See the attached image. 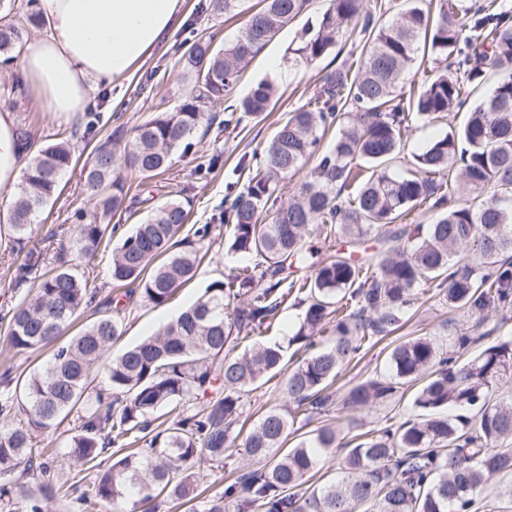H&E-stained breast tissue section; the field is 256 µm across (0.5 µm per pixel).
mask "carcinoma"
<instances>
[{
  "mask_svg": "<svg viewBox=\"0 0 512 512\" xmlns=\"http://www.w3.org/2000/svg\"><path fill=\"white\" fill-rule=\"evenodd\" d=\"M217 15L248 14L236 42L181 41L180 62L194 85L171 110L156 112L126 133L108 136L82 165L85 185L100 196L97 212L77 225L78 251L96 253L112 213L123 204L119 158L143 174L168 170L193 148L192 137L221 110L243 69L309 0H209ZM391 0H328L303 27L293 49L295 65L331 54L342 39L359 52L326 71L307 102L288 113L263 150L243 156L246 182L227 187L223 221L227 251L248 259L157 333L106 358L121 338L118 317L103 314L79 334L61 340L96 289L73 269L41 271L45 258L30 251L16 267V283L34 277L38 291L9 310L7 338L18 354L52 346L46 364L26 377L0 375V506L6 512H48L61 495L77 512L95 500L104 512H160L167 500L188 512H512V3L509 0H409L392 22ZM35 0L0 17V62L23 50L39 24ZM447 62L446 73L418 91L405 79L418 55ZM500 73L491 94L469 106L487 72ZM262 81L231 112L261 115L278 99ZM467 111L463 123L412 156L404 175L390 173L403 136L416 122ZM338 127L330 146L326 131ZM315 165L292 199L277 203L281 181ZM70 143L39 147L27 161L11 207L8 231L21 240L55 196L71 168ZM368 172L360 179L362 172ZM359 182L355 193L342 190ZM472 199L461 201V189ZM426 207L431 224H406ZM185 204L173 198L112 251V281L129 299L161 306L192 281L201 258L174 250L185 224ZM341 238L351 251L319 259L313 242ZM376 245L364 247L367 239ZM306 267L310 274L296 277ZM433 293L463 311L471 326L442 345L414 336L388 351L389 370H378L342 398L351 410H368L418 386L414 415L342 443L338 431L301 432L333 404L330 389L342 367L400 330L419 296ZM305 306L287 344L258 343L233 354L241 334L260 331L288 300ZM501 315L495 337L481 331L489 313ZM330 341H319L326 333ZM487 340L477 357L461 351ZM300 357L289 363L285 352ZM284 374L287 403L243 430L246 393ZM25 415L17 419V412ZM79 420L62 465L71 483L58 487L51 466L36 452L37 433L71 413ZM336 458L337 477L309 484L324 460ZM244 451L257 468L204 495L196 465L230 466ZM95 471L93 478L84 475ZM38 473L43 482L20 505L12 488ZM505 478L494 496L486 487Z\"/></svg>",
  "mask_w": 512,
  "mask_h": 512,
  "instance_id": "obj_1",
  "label": "carcinoma"
}]
</instances>
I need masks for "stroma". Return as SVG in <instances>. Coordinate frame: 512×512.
<instances>
[{
  "mask_svg": "<svg viewBox=\"0 0 512 512\" xmlns=\"http://www.w3.org/2000/svg\"><path fill=\"white\" fill-rule=\"evenodd\" d=\"M204 2L185 0L184 10L193 22L192 30H179L177 35L136 64L127 78L115 86L96 91L86 112L74 117L52 114L27 98L13 108L14 118L27 119L39 144L46 142L50 134L66 131L76 158L83 161L116 127L129 129L148 120L155 112L171 109L190 87V80L175 52L180 39L194 32L213 37L219 44L230 43L237 38L245 22L241 15L214 17L203 11ZM300 28V23L296 22L280 30L263 53L251 60L233 89V97L240 98L257 82L274 81L280 90V100L272 112L243 116L240 125L234 129L225 128L222 118H215L200 127L193 137L194 148L188 155L178 158L166 174L146 176L134 170L127 173L128 193L122 208L112 216L113 223L119 226V235L130 233L135 224L150 217L154 208L168 199L172 189H182L184 198L190 202L188 225L183 228L180 238L199 249L204 258L194 280L181 288L175 300L157 307L138 297L125 300L124 289L116 287L109 276L112 243H105L94 255H79L74 245L77 228L72 216L78 210L94 212L95 207L89 191L79 180L78 170L72 168L63 175L61 194L48 202L40 222L29 231L26 246L37 251L61 253L63 259L73 262L97 290L95 301L80 312L67 329V336L79 333L97 317L99 310L108 308L116 299L120 302L118 317L123 329L116 347L124 349L154 334L172 321L184 306L196 300L207 284L224 278L242 265V257L225 249L224 225L217 217L224 208L227 185L241 179L237 167L240 157L262 150L288 112L303 105L319 86L324 61L299 67L288 62ZM216 153L222 156L220 165L208 172L199 170L201 159ZM207 223L212 226L210 237L195 240L193 226ZM11 247L9 238L0 239V311L15 306L26 295L34 294L38 285L34 279L16 284ZM461 320V312L448 308L434 296L425 295L416 304L405 331L413 336L429 333L444 340L456 334ZM412 415L411 400L406 397L371 411L356 412L333 405L328 412L316 416L312 425L316 428L335 426L340 436L351 440L375 429L385 418L400 423Z\"/></svg>",
  "mask_w": 512,
  "mask_h": 512,
  "instance_id": "obj_1",
  "label": "stroma"
}]
</instances>
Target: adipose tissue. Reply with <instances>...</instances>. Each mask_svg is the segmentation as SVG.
<instances>
[{
	"label": "adipose tissue",
	"mask_w": 512,
	"mask_h": 512,
	"mask_svg": "<svg viewBox=\"0 0 512 512\" xmlns=\"http://www.w3.org/2000/svg\"><path fill=\"white\" fill-rule=\"evenodd\" d=\"M49 33L30 43L20 72L47 111H85L98 89L118 83L181 27L183 0H40ZM28 148L10 111L0 108V189L16 185Z\"/></svg>",
	"instance_id": "ef3b65f1"
}]
</instances>
